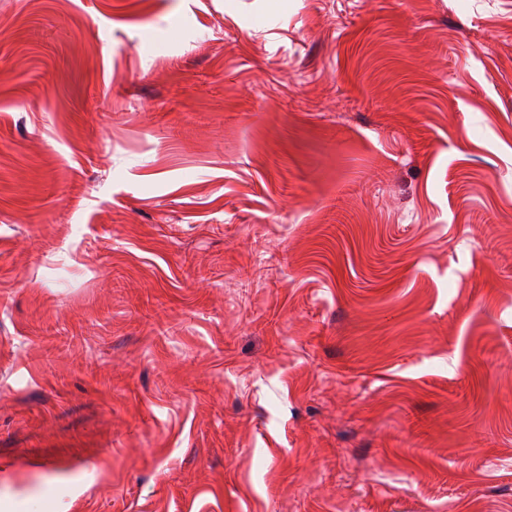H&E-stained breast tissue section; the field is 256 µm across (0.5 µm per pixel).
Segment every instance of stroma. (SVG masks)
Returning <instances> with one entry per match:
<instances>
[{
    "instance_id": "1",
    "label": "stroma",
    "mask_w": 512,
    "mask_h": 512,
    "mask_svg": "<svg viewBox=\"0 0 512 512\" xmlns=\"http://www.w3.org/2000/svg\"><path fill=\"white\" fill-rule=\"evenodd\" d=\"M512 512V0H0V512Z\"/></svg>"
}]
</instances>
